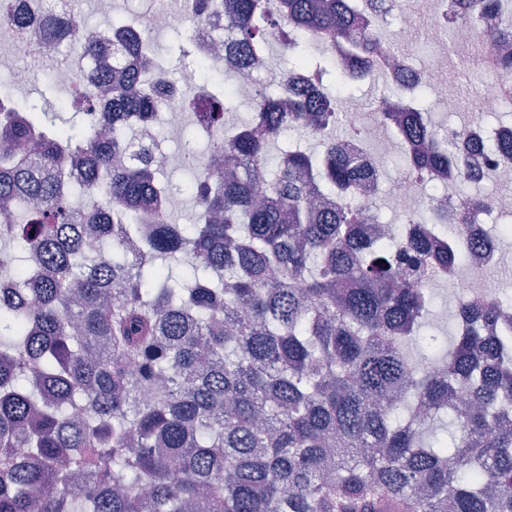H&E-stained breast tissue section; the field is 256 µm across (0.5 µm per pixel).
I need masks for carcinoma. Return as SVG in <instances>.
I'll return each mask as SVG.
<instances>
[{
    "mask_svg": "<svg viewBox=\"0 0 512 512\" xmlns=\"http://www.w3.org/2000/svg\"><path fill=\"white\" fill-rule=\"evenodd\" d=\"M25 2L14 8L48 43L81 23L76 0ZM220 2L246 68L267 57L277 16L297 33H279L292 62L277 92L259 87L237 126L205 66L200 93L177 99L212 136L192 224L171 219L151 147L89 134L85 94L65 128L0 97V512H512V328L490 340L477 327L512 294L455 295L445 343L424 332L434 291L419 277L464 275L459 241L492 198L460 200L455 224L432 202L430 221L366 236L379 172L347 155L337 103L352 84L389 91L381 42L351 0ZM490 12L498 27L479 29ZM459 25L512 42L504 0H450L444 28ZM303 31L348 48L349 81ZM133 52L147 68L148 40L87 34L105 71ZM297 67L313 90L292 81ZM159 104L150 84L112 121ZM373 107L410 181H473L427 110ZM144 212L159 220L148 231Z\"/></svg>",
    "mask_w": 512,
    "mask_h": 512,
    "instance_id": "cac0c4a2",
    "label": "carcinoma"
}]
</instances>
